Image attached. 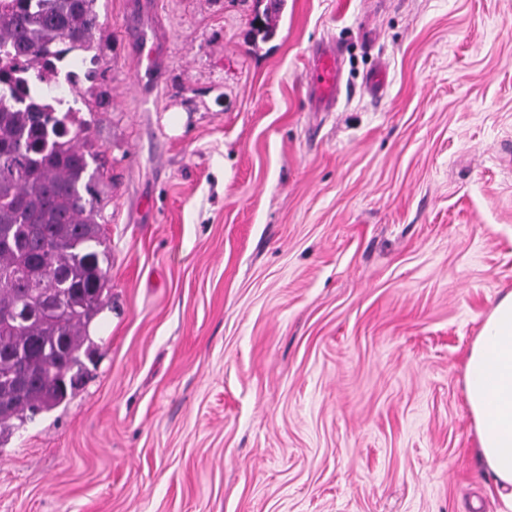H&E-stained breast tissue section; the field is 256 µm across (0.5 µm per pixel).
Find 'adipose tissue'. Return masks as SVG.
Masks as SVG:
<instances>
[{
	"instance_id": "obj_1",
	"label": "adipose tissue",
	"mask_w": 512,
	"mask_h": 512,
	"mask_svg": "<svg viewBox=\"0 0 512 512\" xmlns=\"http://www.w3.org/2000/svg\"><path fill=\"white\" fill-rule=\"evenodd\" d=\"M465 395L479 456L512 501V292L487 314L467 355Z\"/></svg>"
}]
</instances>
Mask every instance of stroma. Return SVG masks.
Wrapping results in <instances>:
<instances>
[{"label": "stroma", "instance_id": "35a3bbf8", "mask_svg": "<svg viewBox=\"0 0 512 512\" xmlns=\"http://www.w3.org/2000/svg\"><path fill=\"white\" fill-rule=\"evenodd\" d=\"M264 8L96 0L109 295L0 430V512H512L464 389L512 292V0ZM341 82V64L336 52L322 54L313 72V85L325 104L332 103Z\"/></svg>", "mask_w": 512, "mask_h": 512}]
</instances>
